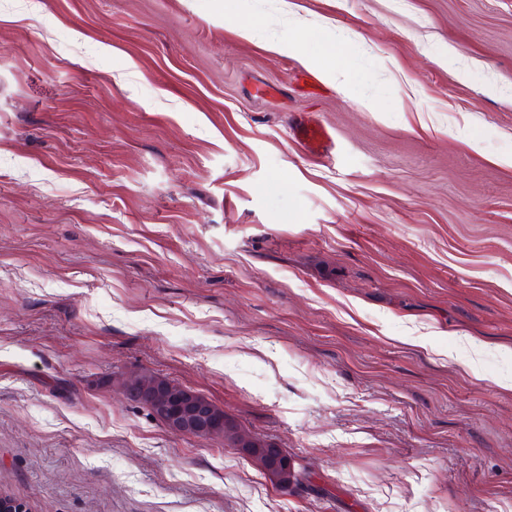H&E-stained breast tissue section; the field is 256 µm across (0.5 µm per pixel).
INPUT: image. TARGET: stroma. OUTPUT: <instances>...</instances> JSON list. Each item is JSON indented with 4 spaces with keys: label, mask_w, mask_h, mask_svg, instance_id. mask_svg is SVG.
<instances>
[{
    "label": "stroma",
    "mask_w": 512,
    "mask_h": 512,
    "mask_svg": "<svg viewBox=\"0 0 512 512\" xmlns=\"http://www.w3.org/2000/svg\"><path fill=\"white\" fill-rule=\"evenodd\" d=\"M145 372L312 482L171 433ZM0 493L512 512V0H0ZM297 138L308 150L314 148H325L328 150L333 143L330 133L322 126L316 124L302 126L298 131ZM254 451L258 453L259 455L264 456H272L279 453L277 457L271 458L268 463H266L265 467L263 468V471L266 472L268 475L272 476V472L275 468L278 466H281L280 460L283 459V463L286 465L285 468H288V470H285V468L280 469L278 472V475L281 476V481H286L288 479V471H290L292 474L296 475V478L291 477L288 479V486L298 483L301 480L304 481L308 478H310L309 471L307 469H303L300 471V475L296 474L293 470L294 463L291 461L290 458H288V453L284 451L283 448H278L276 446H273L272 443H266L265 445H261L259 448L254 447ZM279 450V451H278ZM273 477V476H272Z\"/></svg>",
    "instance_id": "obj_1"
}]
</instances>
